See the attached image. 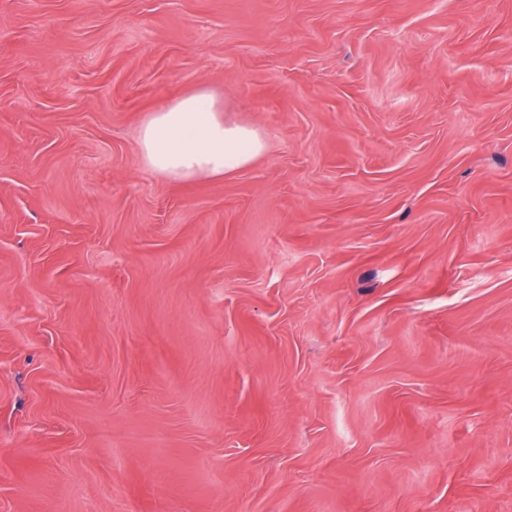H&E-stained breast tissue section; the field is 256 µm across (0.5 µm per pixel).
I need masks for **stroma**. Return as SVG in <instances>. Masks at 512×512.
Segmentation results:
<instances>
[{
  "label": "stroma",
  "instance_id": "obj_1",
  "mask_svg": "<svg viewBox=\"0 0 512 512\" xmlns=\"http://www.w3.org/2000/svg\"><path fill=\"white\" fill-rule=\"evenodd\" d=\"M0 512H512V0H0ZM265 147L254 127L224 120V105L201 87L151 109L139 134L147 166L179 182L224 179L250 165Z\"/></svg>",
  "mask_w": 512,
  "mask_h": 512
}]
</instances>
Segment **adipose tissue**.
Wrapping results in <instances>:
<instances>
[{
  "label": "adipose tissue",
  "mask_w": 512,
  "mask_h": 512,
  "mask_svg": "<svg viewBox=\"0 0 512 512\" xmlns=\"http://www.w3.org/2000/svg\"><path fill=\"white\" fill-rule=\"evenodd\" d=\"M265 147L257 129L225 120L221 102L201 87L151 109L139 134L147 166L179 182L223 179L250 165Z\"/></svg>",
  "instance_id": "ef3b65f1"
}]
</instances>
